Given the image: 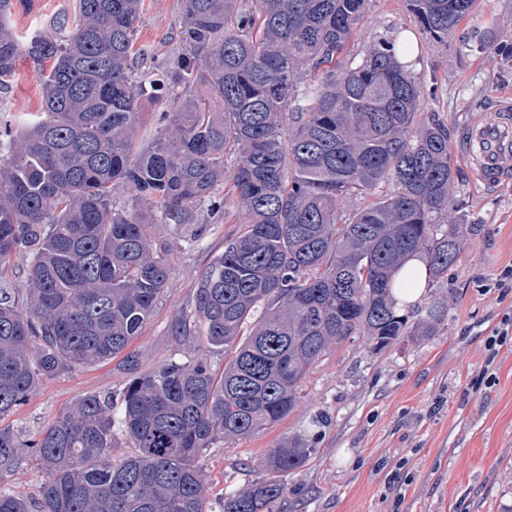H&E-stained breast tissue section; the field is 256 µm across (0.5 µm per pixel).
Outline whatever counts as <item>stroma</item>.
I'll return each instance as SVG.
<instances>
[{
	"label": "stroma",
	"mask_w": 512,
	"mask_h": 512,
	"mask_svg": "<svg viewBox=\"0 0 512 512\" xmlns=\"http://www.w3.org/2000/svg\"><path fill=\"white\" fill-rule=\"evenodd\" d=\"M78 0H34L13 24L27 36L55 13L76 14ZM139 42L154 61L178 47V0H145ZM410 42L408 69L435 96L422 109L456 128L490 118L512 96V0H474L470 15L438 43L409 12L406 0H369L345 57L358 59L377 37ZM41 108L38 71L27 55L16 63L15 82L0 94L4 112ZM465 144L452 138L448 157L465 201L457 218L466 226L457 265L439 291L447 314L431 336H408L383 351L361 337L329 348L302 385L301 401L283 421L259 436L208 449L200 463L214 512L225 493L243 487L241 461L260 460L284 438L312 445L305 464L280 475L285 491L274 512H512V334L497 340L504 314L512 313V288L499 287L512 265V181L481 192L463 162ZM233 223H209L198 241L174 225L151 228L168 244L171 279L154 317L135 342L146 367L178 357L167 334L172 316L190 308L199 273L224 250ZM125 374L110 363L44 381L6 422L28 438L87 395L120 392Z\"/></svg>",
	"instance_id": "obj_1"
}]
</instances>
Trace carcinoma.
<instances>
[{"label": "carcinoma", "instance_id": "1", "mask_svg": "<svg viewBox=\"0 0 512 512\" xmlns=\"http://www.w3.org/2000/svg\"><path fill=\"white\" fill-rule=\"evenodd\" d=\"M142 2L79 0L77 19L59 13L24 42L12 16L32 0H0V93L22 51L42 73L41 111L0 121V280L26 259L23 298L0 286V421L64 372L118 358L127 375L119 397L90 394L32 438L0 425V480L29 457L44 472L29 498L0 486V512H211L207 449L283 420L331 346L430 336L447 310L438 297L402 313L394 289L411 260L429 289L459 261L463 225L444 222L459 207L453 130L421 112L424 85L393 42L341 66L368 0H179L180 49L137 71ZM473 2L407 5L441 41ZM151 100L168 103L154 128ZM358 194L371 200L343 217ZM203 213L239 228L171 320L187 351L145 370L132 344L171 273L151 225ZM200 330L231 353L219 375ZM122 443L133 452L116 461ZM310 453L298 438L268 449L269 476L222 512H273V475Z\"/></svg>", "mask_w": 512, "mask_h": 512}]
</instances>
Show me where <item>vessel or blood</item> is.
I'll list each match as a JSON object with an SVG mask.
<instances>
[{"mask_svg": "<svg viewBox=\"0 0 512 512\" xmlns=\"http://www.w3.org/2000/svg\"><path fill=\"white\" fill-rule=\"evenodd\" d=\"M471 139L478 145L469 158L478 181L493 187L512 178V115L493 114L481 127L472 129Z\"/></svg>", "mask_w": 512, "mask_h": 512, "instance_id": "vessel-or-blood-1", "label": "vessel or blood"}]
</instances>
